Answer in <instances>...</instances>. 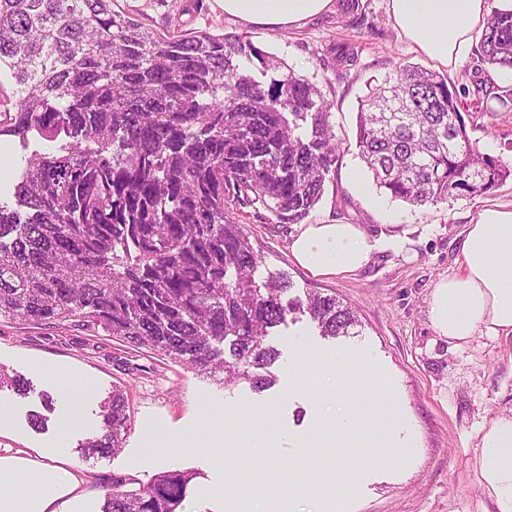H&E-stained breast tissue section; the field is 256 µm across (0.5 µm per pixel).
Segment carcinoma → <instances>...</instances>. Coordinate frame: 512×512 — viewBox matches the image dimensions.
<instances>
[{
  "label": "carcinoma",
  "mask_w": 512,
  "mask_h": 512,
  "mask_svg": "<svg viewBox=\"0 0 512 512\" xmlns=\"http://www.w3.org/2000/svg\"><path fill=\"white\" fill-rule=\"evenodd\" d=\"M275 69L263 86L251 72ZM0 135L72 139L35 154L16 184L27 216L0 206V315L28 325L76 323L145 348L226 386L275 384L269 329L300 310L323 336L357 323L336 298L283 303L284 281L255 285L261 260L224 203L243 196L279 224H299L324 194L339 143L333 103L245 33H162L116 0H0ZM512 5L496 7L469 83L399 64L370 77L356 116L359 155L376 186L412 206L482 195L512 166L483 155L466 120L512 112ZM92 141L90 152L82 142ZM135 255L112 268L116 246ZM224 348H219V345ZM27 382L0 365V390ZM85 456L122 447L131 426L120 388L100 403ZM194 474L147 482L112 476L101 512H184Z\"/></svg>",
  "instance_id": "obj_1"
}]
</instances>
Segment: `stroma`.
I'll list each match as a JSON object with an SVG mask.
<instances>
[{
  "instance_id": "obj_1",
  "label": "stroma",
  "mask_w": 512,
  "mask_h": 512,
  "mask_svg": "<svg viewBox=\"0 0 512 512\" xmlns=\"http://www.w3.org/2000/svg\"><path fill=\"white\" fill-rule=\"evenodd\" d=\"M118 6L149 27L164 31L247 32L253 43L317 85L333 101L330 122L340 144L325 193L311 212L312 224H358L380 242L369 264L351 277H322L300 267L288 251L294 224L277 223L260 204H232L229 216L243 224L261 255L256 285L287 279L288 298L316 292L335 297L357 314L350 335L321 336L309 316H288L270 329L267 345L280 357L276 383L258 393L242 383L227 388L158 359L106 334L80 326L33 327L0 316V365L28 380V396L0 391L10 406L13 427L7 442L16 448H52L63 411L62 386H85L74 407L76 423L66 446L81 485L57 503L59 512H100L101 483L115 474L149 481L166 470L195 472L185 512H261L278 498L282 512H490L478 484L475 459L481 429L512 415V340L477 336L455 344L438 336L429 301L438 282L459 270L460 233L484 208L512 203V178L486 194L411 206L376 187L356 146V112L364 81L397 64L435 68L431 60L393 28L387 0H361L358 7L317 16L300 29L270 31L227 21L221 0H118ZM353 53L342 66L338 50ZM469 135L482 154L512 162V115L486 114ZM68 138L38 133L21 140L0 136V205L17 207L14 188L26 159L58 152ZM306 339L318 360L341 354L363 357L372 377L392 395L375 409L358 392L343 403L356 428L332 437L322 448L308 441L318 403L312 389L290 380L293 339ZM125 390L131 429L121 449L82 457L78 444L100 425L99 405L113 386ZM53 407L45 428L28 415ZM153 428L165 449L146 456L144 428ZM239 429L226 448V429ZM278 435L275 447L257 452L256 430Z\"/></svg>"
}]
</instances>
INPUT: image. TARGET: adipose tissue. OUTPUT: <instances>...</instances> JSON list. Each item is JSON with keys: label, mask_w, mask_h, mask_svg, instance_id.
Wrapping results in <instances>:
<instances>
[{"label": "adipose tissue", "mask_w": 512, "mask_h": 512, "mask_svg": "<svg viewBox=\"0 0 512 512\" xmlns=\"http://www.w3.org/2000/svg\"><path fill=\"white\" fill-rule=\"evenodd\" d=\"M225 15L246 26L276 30L301 28L313 18L337 9L335 0H222ZM390 21L399 35L443 66L460 64L490 14L488 0H387ZM459 271L441 280L429 304L432 326L439 336L466 343L475 336L512 337V205L480 211L462 231ZM374 249L358 224H308L289 245L292 258L316 276L347 277L370 260ZM308 357L289 373L310 378L320 409L313 440L348 433L351 413L336 403L339 392L365 390L384 397L381 384L363 372L342 371L344 356L319 363L309 358L304 340L293 343ZM478 482L494 512H512V418L483 427L476 456ZM80 484L69 468L63 446L47 449L42 460L8 448L0 454V512H55V501Z\"/></svg>", "instance_id": "adipose-tissue-1"}]
</instances>
